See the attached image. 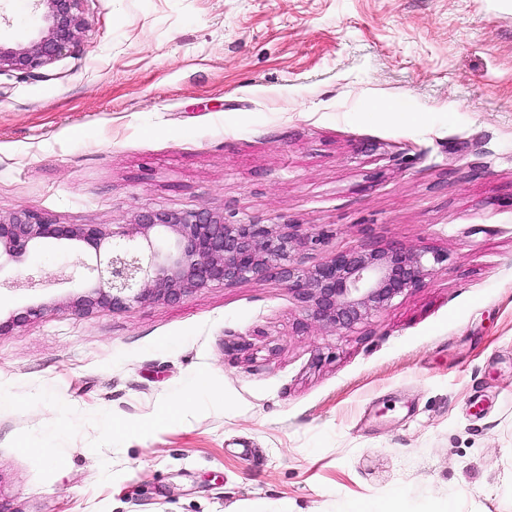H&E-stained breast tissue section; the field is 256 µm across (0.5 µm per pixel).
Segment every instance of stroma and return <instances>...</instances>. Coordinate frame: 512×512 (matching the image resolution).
Listing matches in <instances>:
<instances>
[{
  "label": "stroma",
  "mask_w": 512,
  "mask_h": 512,
  "mask_svg": "<svg viewBox=\"0 0 512 512\" xmlns=\"http://www.w3.org/2000/svg\"><path fill=\"white\" fill-rule=\"evenodd\" d=\"M81 8L74 51L0 72L1 215L210 208L328 230L307 268L367 244L448 259L340 329L276 279L78 314L83 245L4 262L0 512H512V0ZM37 30L0 0V41ZM202 371L223 401L149 427Z\"/></svg>",
  "instance_id": "1"
}]
</instances>
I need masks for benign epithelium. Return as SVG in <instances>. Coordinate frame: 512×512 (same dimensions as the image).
<instances>
[{
  "instance_id": "7a95c632",
  "label": "benign epithelium",
  "mask_w": 512,
  "mask_h": 512,
  "mask_svg": "<svg viewBox=\"0 0 512 512\" xmlns=\"http://www.w3.org/2000/svg\"><path fill=\"white\" fill-rule=\"evenodd\" d=\"M42 23L26 44L0 42V71L30 72L71 52L88 20L82 0H30ZM328 237L299 233L297 224L224 222L219 210H151L107 230L99 224H56L28 208L0 215V257L17 260L52 238L92 249L82 265L87 291L70 303L82 314L119 311L132 302L178 301L194 291L275 278L286 285L307 319L351 328L422 285L448 255L431 248L362 247L336 252L305 268L292 257Z\"/></svg>"
}]
</instances>
